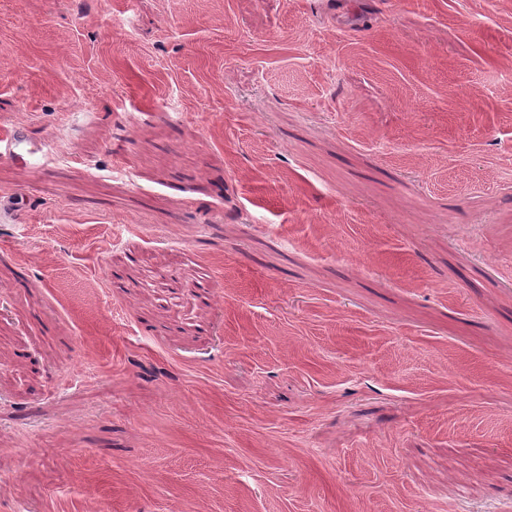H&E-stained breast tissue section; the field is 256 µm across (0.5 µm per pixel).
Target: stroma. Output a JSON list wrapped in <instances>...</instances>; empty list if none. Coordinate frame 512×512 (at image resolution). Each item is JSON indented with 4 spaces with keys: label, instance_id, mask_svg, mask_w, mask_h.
Instances as JSON below:
<instances>
[{
    "label": "stroma",
    "instance_id": "35a3bbf8",
    "mask_svg": "<svg viewBox=\"0 0 512 512\" xmlns=\"http://www.w3.org/2000/svg\"><path fill=\"white\" fill-rule=\"evenodd\" d=\"M19 128L0 512H512V0H0Z\"/></svg>",
    "mask_w": 512,
    "mask_h": 512
}]
</instances>
